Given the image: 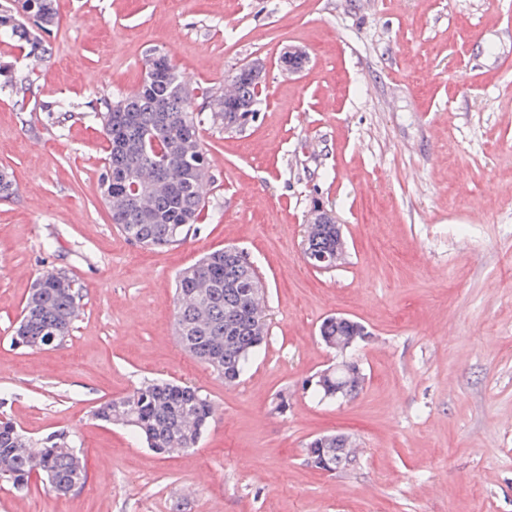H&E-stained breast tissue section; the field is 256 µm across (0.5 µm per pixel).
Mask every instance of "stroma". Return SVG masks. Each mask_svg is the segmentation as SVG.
<instances>
[{
    "label": "stroma",
    "mask_w": 512,
    "mask_h": 512,
    "mask_svg": "<svg viewBox=\"0 0 512 512\" xmlns=\"http://www.w3.org/2000/svg\"><path fill=\"white\" fill-rule=\"evenodd\" d=\"M47 60L0 44V412L34 439L74 435L88 481L66 495L39 479L0 489V512H512V0H57ZM307 67L289 74L282 52ZM220 95L260 61L258 118L204 123L210 180L199 224L149 249L112 224L94 105L133 92L151 49ZM347 240L342 264L305 261L313 202ZM234 246L267 288V343L239 383L183 351L179 270ZM82 291L60 346L13 345L37 278ZM362 323L351 399L307 387L340 361L327 316ZM192 385L215 420L168 458L93 416L148 379ZM355 441L325 473L306 446ZM316 439L318 440L316 441ZM336 439H338V437L335 434L323 435L315 438L308 445L307 448H309L311 444L316 442L317 447H321L319 457L316 461L319 470L328 473L335 471V468L331 466V464H335L334 455H331L330 452L325 451V448H336ZM339 448H341V452L339 453L340 463L342 465L341 469H346L347 467L351 466V464L356 460L357 454V449L354 448V445L351 441L336 448V471L339 464Z\"/></svg>",
    "instance_id": "35a3bbf8"
}]
</instances>
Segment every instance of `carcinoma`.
I'll list each match as a JSON object with an SVG mask.
<instances>
[{
  "instance_id": "obj_1",
  "label": "carcinoma",
  "mask_w": 512,
  "mask_h": 512,
  "mask_svg": "<svg viewBox=\"0 0 512 512\" xmlns=\"http://www.w3.org/2000/svg\"><path fill=\"white\" fill-rule=\"evenodd\" d=\"M56 0H6L0 3V39L15 43L29 59L46 56L45 36L57 23ZM231 95L221 110L234 117L259 101L257 83L245 71L230 79ZM98 119L106 141L99 180L116 228L145 247L171 246L198 223L205 199L208 158L200 136L203 113L185 91L172 64L150 52L139 88L115 101L100 102ZM336 248V225L326 224L308 239L307 248ZM44 287L29 293L13 336L22 347L57 346L70 335L79 292L64 274L41 276ZM175 325L182 347L198 361L236 383L268 334L264 288L256 269L235 247L214 251L177 277ZM355 322L323 321L319 332L334 344L353 335ZM356 395L362 380L344 373H323L315 382L320 400L332 399L336 381ZM125 426L155 453L173 457L196 448L213 417L211 402L194 387L162 379L144 382L132 394L104 401L93 411L109 422L115 410ZM73 436L61 431L33 440L11 419L0 418V483L16 491L33 476L45 478L50 491L66 495L88 475L76 466Z\"/></svg>"
}]
</instances>
